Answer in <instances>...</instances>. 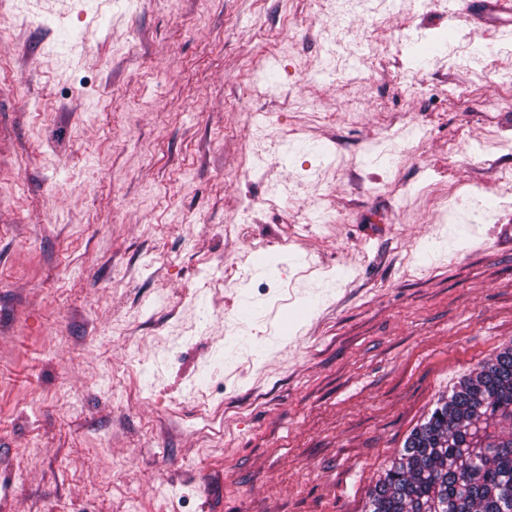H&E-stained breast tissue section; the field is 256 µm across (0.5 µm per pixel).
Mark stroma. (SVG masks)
I'll use <instances>...</instances> for the list:
<instances>
[{"label":"stroma","mask_w":512,"mask_h":512,"mask_svg":"<svg viewBox=\"0 0 512 512\" xmlns=\"http://www.w3.org/2000/svg\"><path fill=\"white\" fill-rule=\"evenodd\" d=\"M506 97L461 0H0V512H364L512 345Z\"/></svg>","instance_id":"stroma-1"}]
</instances>
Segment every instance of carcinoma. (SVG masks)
Instances as JSON below:
<instances>
[{
	"label": "carcinoma",
	"mask_w": 512,
	"mask_h": 512,
	"mask_svg": "<svg viewBox=\"0 0 512 512\" xmlns=\"http://www.w3.org/2000/svg\"><path fill=\"white\" fill-rule=\"evenodd\" d=\"M365 512H512V346L409 434Z\"/></svg>",
	"instance_id": "obj_1"
}]
</instances>
